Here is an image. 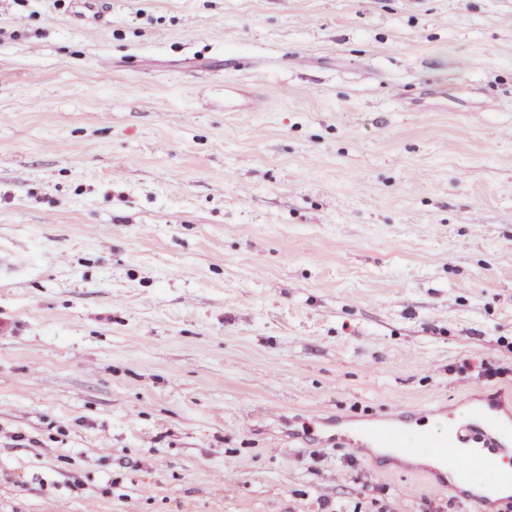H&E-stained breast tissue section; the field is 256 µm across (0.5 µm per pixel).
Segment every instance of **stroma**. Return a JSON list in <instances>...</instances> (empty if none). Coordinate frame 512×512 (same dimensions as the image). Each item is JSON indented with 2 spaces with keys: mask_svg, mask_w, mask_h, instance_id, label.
I'll list each match as a JSON object with an SVG mask.
<instances>
[{
  "mask_svg": "<svg viewBox=\"0 0 512 512\" xmlns=\"http://www.w3.org/2000/svg\"><path fill=\"white\" fill-rule=\"evenodd\" d=\"M78 10L0 0V512H472L342 427L512 411V0Z\"/></svg>",
  "mask_w": 512,
  "mask_h": 512,
  "instance_id": "stroma-1",
  "label": "stroma"
}]
</instances>
